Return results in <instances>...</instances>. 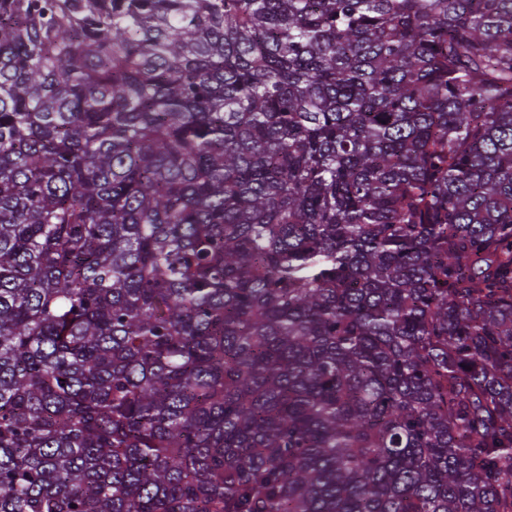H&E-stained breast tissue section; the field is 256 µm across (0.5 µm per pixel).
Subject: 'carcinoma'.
<instances>
[{
  "label": "carcinoma",
  "mask_w": 512,
  "mask_h": 512,
  "mask_svg": "<svg viewBox=\"0 0 512 512\" xmlns=\"http://www.w3.org/2000/svg\"><path fill=\"white\" fill-rule=\"evenodd\" d=\"M0 512H512V0H0Z\"/></svg>",
  "instance_id": "obj_1"
}]
</instances>
